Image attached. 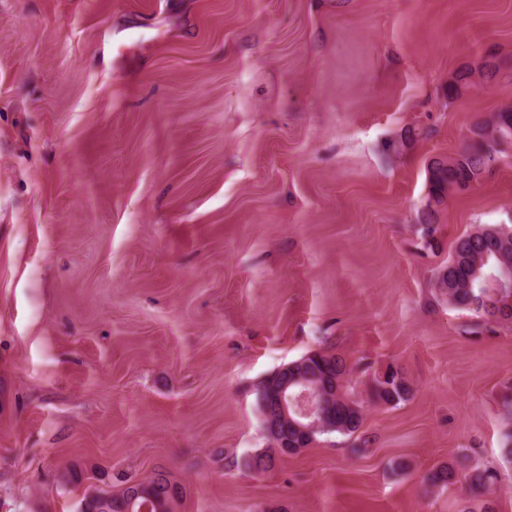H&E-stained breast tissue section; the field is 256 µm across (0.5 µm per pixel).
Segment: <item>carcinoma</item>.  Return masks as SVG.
I'll use <instances>...</instances> for the list:
<instances>
[{
    "mask_svg": "<svg viewBox=\"0 0 512 512\" xmlns=\"http://www.w3.org/2000/svg\"><path fill=\"white\" fill-rule=\"evenodd\" d=\"M506 59L491 57L482 67H465L449 80L446 98L452 102L467 90L495 81L509 69ZM512 147V105L501 107L488 118L475 123L469 131L468 144L455 156L436 158L427 168V194L418 212V223L425 244L430 246L440 229L438 216L448 198L474 187L492 163L501 160L506 147ZM512 239V226H481L459 237L448 265L434 274V288L448 304L472 313L481 322H511L512 248H502L501 238ZM308 381L317 378L329 384L321 424L305 434L288 429V447L305 448L318 436L337 433L350 436L363 423L364 405L346 386L350 366L345 358L330 351L306 355L288 363V372L274 371L262 383V402H271L285 375ZM373 400L379 404L397 406L411 394V383L394 368L374 374L370 381ZM428 482L441 489L461 484L472 492H481L496 483L497 472L491 468L463 463L441 465L431 471ZM150 498V512H175L184 496V488L164 471L153 473L144 480L130 479L122 492L112 494L92 492L84 497L80 512H128L133 493Z\"/></svg>",
    "mask_w": 512,
    "mask_h": 512,
    "instance_id": "1",
    "label": "carcinoma"
}]
</instances>
